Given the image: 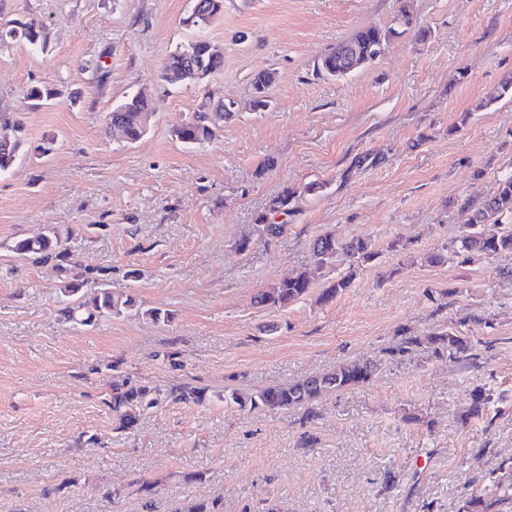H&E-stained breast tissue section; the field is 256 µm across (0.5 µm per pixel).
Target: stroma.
<instances>
[{
	"label": "stroma",
	"instance_id": "stroma-1",
	"mask_svg": "<svg viewBox=\"0 0 512 512\" xmlns=\"http://www.w3.org/2000/svg\"><path fill=\"white\" fill-rule=\"evenodd\" d=\"M404 3L412 24L379 59L339 79L319 71L358 30L393 26ZM190 12V0H0V26L33 19L46 36L0 50V126L22 128L0 174V512H183L215 499L223 512H467L477 495L512 512L495 488L512 481V278L500 274L512 257L421 260L459 233V203L512 169V94L487 101L512 79V0H224L201 29ZM199 37L223 66L161 81L166 55ZM262 71L275 82L259 112ZM33 86L60 96L34 107ZM136 93L154 114L129 143L106 118ZM207 101L232 114L213 142L185 146L173 131ZM366 153L380 164L352 168ZM288 187V213L271 212ZM262 214L282 235H261ZM53 227L81 272L137 311L67 322L55 262L12 251ZM326 232L371 238L379 255L329 303L316 285L282 310L255 305L310 265ZM396 238L410 254L387 251ZM148 308L171 318L145 320ZM404 326L462 327L479 359L390 355ZM364 359L381 363L368 383L308 411L217 398ZM125 378L206 397L165 400L123 431L104 399ZM478 388L493 397L481 419L466 415ZM272 82L270 72H259L253 80L252 85L254 89L253 109L265 110L269 106L270 100L268 94L269 87Z\"/></svg>",
	"mask_w": 512,
	"mask_h": 512
}]
</instances>
